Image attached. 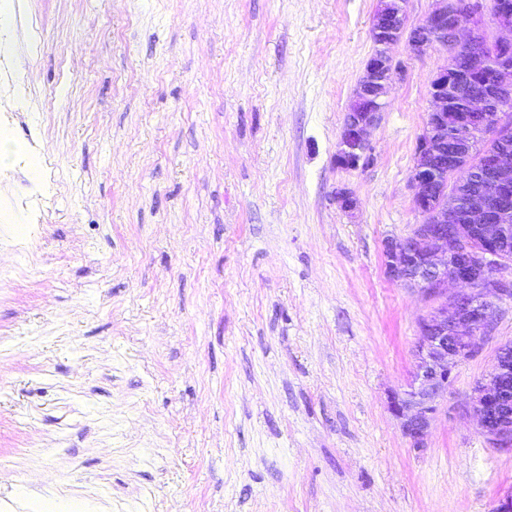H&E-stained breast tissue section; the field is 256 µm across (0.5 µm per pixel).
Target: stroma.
Listing matches in <instances>:
<instances>
[{"mask_svg":"<svg viewBox=\"0 0 512 512\" xmlns=\"http://www.w3.org/2000/svg\"><path fill=\"white\" fill-rule=\"evenodd\" d=\"M52 174L0 241V512H495L512 448L472 410L512 298L413 448L388 409L441 297L389 279L448 57L406 42L336 146L380 0H20ZM358 200L354 214L339 191Z\"/></svg>","mask_w":512,"mask_h":512,"instance_id":"stroma-1","label":"stroma"}]
</instances>
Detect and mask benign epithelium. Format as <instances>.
<instances>
[{
	"label": "benign epithelium",
	"mask_w": 512,
	"mask_h": 512,
	"mask_svg": "<svg viewBox=\"0 0 512 512\" xmlns=\"http://www.w3.org/2000/svg\"><path fill=\"white\" fill-rule=\"evenodd\" d=\"M393 2L396 7L383 5L373 16L376 48L337 143L336 162L346 169L373 161L368 130L385 111L387 85L404 75L389 50L406 33V0ZM492 13L498 27L512 30L509 0H493ZM484 24L481 5L463 14L455 0H433L423 22L408 32L410 53L439 42L448 59L430 83V112L410 177L423 222L412 236L385 244V267L392 280L429 295L442 294L450 282L466 286L423 319L409 389L389 398V410L416 449L424 447L438 401L448 392L452 366L476 352L495 301L512 297V280L493 276L512 271V124L504 120L512 110V39L492 38L489 54L459 67L462 56L475 54ZM463 168L466 178L455 179ZM473 411L489 440L512 447L511 344L499 349L490 378L476 387Z\"/></svg>",
	"instance_id": "obj_1"
}]
</instances>
